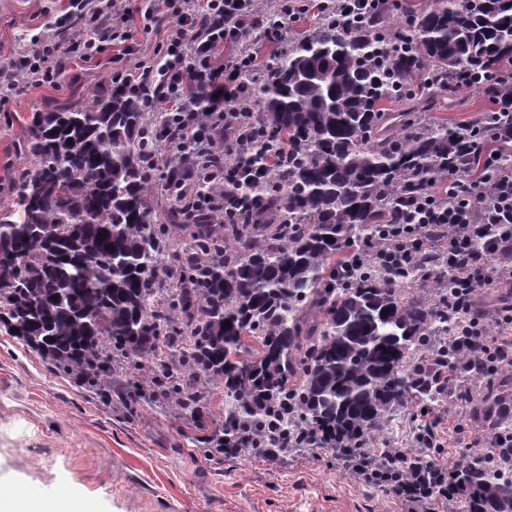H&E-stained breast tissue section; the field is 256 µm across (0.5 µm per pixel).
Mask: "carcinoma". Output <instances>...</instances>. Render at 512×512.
Masks as SVG:
<instances>
[{"instance_id": "obj_1", "label": "carcinoma", "mask_w": 512, "mask_h": 512, "mask_svg": "<svg viewBox=\"0 0 512 512\" xmlns=\"http://www.w3.org/2000/svg\"><path fill=\"white\" fill-rule=\"evenodd\" d=\"M240 80L254 89L247 134L210 164L265 163L280 189L197 180L222 223L177 195L190 159L168 176V208L148 207L146 157L176 131L130 83L33 113L17 208L0 211V322L107 401L124 376L131 398L202 426L224 386L214 459L304 445L366 458L395 405L439 402L417 365L452 358L436 344L453 323L443 259L382 264L385 225L436 181L478 176L475 142L512 166L498 140L512 110L467 128L417 113L463 87L512 99V0H428L399 31L382 4L346 22L328 13L261 82L249 67ZM174 231L185 242L170 253ZM454 478L469 512H512V478L469 464Z\"/></svg>"}]
</instances>
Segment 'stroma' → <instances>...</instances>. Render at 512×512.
<instances>
[{"label": "stroma", "mask_w": 512, "mask_h": 512, "mask_svg": "<svg viewBox=\"0 0 512 512\" xmlns=\"http://www.w3.org/2000/svg\"><path fill=\"white\" fill-rule=\"evenodd\" d=\"M69 0H0V60L20 58L31 40L55 32ZM153 0H138L131 25L135 54L111 43L69 65L58 84H43L0 100V203L10 204L11 175L28 167L16 153L23 118L49 102L83 103L113 72L139 56L164 54L175 18L151 21ZM492 106L478 89L423 119L449 126L479 123ZM415 402L394 411L377 447L414 445ZM207 431L185 429L169 410L150 401L125 407L105 401L71 377L57 374L0 327V494L52 501L70 495L92 512H399L386 488L351 481L345 463L312 448L274 461L204 456Z\"/></svg>", "instance_id": "1"}]
</instances>
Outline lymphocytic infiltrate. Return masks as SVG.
I'll use <instances>...</instances> for the list:
<instances>
[{
	"label": "lymphocytic infiltrate",
	"instance_id": "1",
	"mask_svg": "<svg viewBox=\"0 0 512 512\" xmlns=\"http://www.w3.org/2000/svg\"><path fill=\"white\" fill-rule=\"evenodd\" d=\"M155 2L161 14L178 19L179 27L170 35L165 55L141 64L134 77L145 97L167 98L176 117L182 113L189 83L208 85L213 95L209 131L203 134L197 126L187 125L183 136L197 157L214 156L232 142L229 131L245 93L236 77L244 57L222 61L217 52L224 43L242 45L256 31L269 29L268 16L257 10L254 0ZM135 11L134 0H70L60 24L79 26L77 43L89 58L103 42L134 40L128 22ZM68 54L64 41L40 36L19 62L0 70V82L12 92L26 81L58 82L66 73L62 60ZM397 223L406 229L422 223L450 228L438 249L455 282L452 306L464 311L466 318L449 333L448 346L465 352L468 360L447 367L442 389L449 397L460 398L458 375L489 377L512 367V303H501L492 316L478 306L483 290L499 288L512 294V167H496L493 155H485L483 180L449 177L445 193L432 190L408 200ZM492 255L498 257L497 265L489 264ZM387 490L401 512H456L459 491L450 479L422 485L410 477L389 484Z\"/></svg>",
	"mask_w": 512,
	"mask_h": 512
}]
</instances>
